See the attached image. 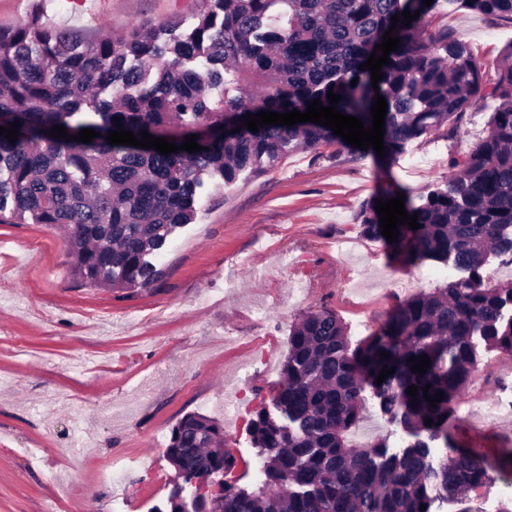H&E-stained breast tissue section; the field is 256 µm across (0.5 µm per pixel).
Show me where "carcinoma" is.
Returning <instances> with one entry per match:
<instances>
[{"mask_svg": "<svg viewBox=\"0 0 512 512\" xmlns=\"http://www.w3.org/2000/svg\"><path fill=\"white\" fill-rule=\"evenodd\" d=\"M188 32L177 23L131 25L90 40L51 26L41 14L0 29V127L18 121L16 141L0 135V224L32 220L66 234L74 277L114 291L150 290L163 271L155 259L192 223L207 175L229 184L259 173L289 153L323 143L370 155L312 122L263 126L243 118L261 111L305 112L330 106L372 125L373 97L387 103L385 156L449 126L489 97L500 101L488 134L450 162L444 186L406 197L421 227L382 235L376 201L360 211L368 237L385 244L404 266L426 260L452 265L460 276L396 307L379 329L351 346L336 312L302 316L291 330L282 380L247 424L259 449L264 481L238 485L240 461L224 448V432L192 413L172 429L166 456L188 483L222 476L210 512H441L466 507L468 492L490 476L484 460L452 446L450 419L477 363L478 342L512 354V288L486 283L488 257H512V45L498 79L484 84V64L444 30L424 36L426 18L446 3L512 21V0H208ZM419 12L410 25L391 17ZM401 47L388 54L373 88L361 70L390 26ZM357 83H352L353 79ZM224 83L237 94L217 102L207 89ZM145 131L180 146L194 134L202 151L162 155L111 145L110 130ZM93 129L90 143L49 136ZM240 131L233 132V129ZM388 354V358L380 354ZM427 355L429 370L410 357ZM396 368L381 384V369ZM417 387L415 397L406 390ZM443 392L437 407L423 398ZM371 390L381 415L408 436L391 452L383 441L356 448L349 440ZM416 407H411L413 400ZM432 425H426V419ZM426 509H421V505Z\"/></svg>", "mask_w": 512, "mask_h": 512, "instance_id": "1", "label": "carcinoma"}]
</instances>
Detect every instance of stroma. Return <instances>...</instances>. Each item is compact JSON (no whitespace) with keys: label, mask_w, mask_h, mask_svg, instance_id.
Masks as SVG:
<instances>
[{"label":"stroma","mask_w":512,"mask_h":512,"mask_svg":"<svg viewBox=\"0 0 512 512\" xmlns=\"http://www.w3.org/2000/svg\"><path fill=\"white\" fill-rule=\"evenodd\" d=\"M207 0H0V27L41 11L45 22L95 38L178 17L192 28ZM429 30L454 31L493 83L512 23L442 7ZM469 108L455 136L439 130L393 160L336 144L301 149L260 174L206 185L191 224L157 263L149 291L82 285L62 235L42 224H0V512H154L175 470L170 431L189 413L237 420L227 448L259 487L247 423L281 380L290 326L328 306L351 342L375 332L412 294L455 278L435 262L404 267L364 236L358 215L385 191L419 197L446 183L449 162L482 139L496 107ZM512 399V355L478 350V367L451 419L453 443L489 465L475 512H512V416L479 408ZM116 470L110 478L108 470Z\"/></svg>","instance_id":"obj_1"}]
</instances>
